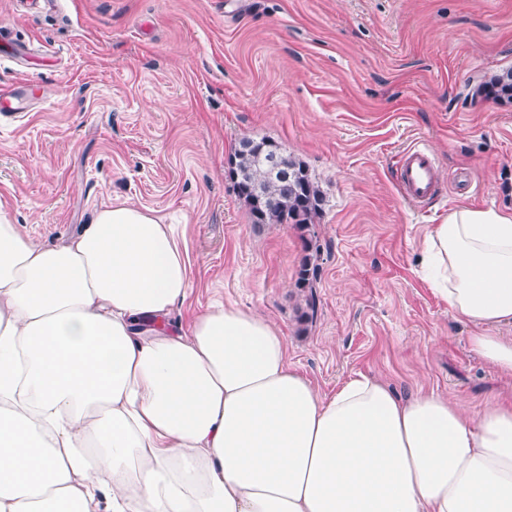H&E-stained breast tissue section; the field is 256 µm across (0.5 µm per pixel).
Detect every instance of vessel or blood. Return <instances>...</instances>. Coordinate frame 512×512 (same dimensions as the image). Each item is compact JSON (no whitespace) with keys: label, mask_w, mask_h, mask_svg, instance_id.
<instances>
[{"label":"vessel or blood","mask_w":512,"mask_h":512,"mask_svg":"<svg viewBox=\"0 0 512 512\" xmlns=\"http://www.w3.org/2000/svg\"><path fill=\"white\" fill-rule=\"evenodd\" d=\"M396 183L402 197L414 207L432 199L438 176L431 151L423 146L404 150L396 163Z\"/></svg>","instance_id":"1"}]
</instances>
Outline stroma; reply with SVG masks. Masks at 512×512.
I'll use <instances>...</instances> for the list:
<instances>
[{
    "mask_svg": "<svg viewBox=\"0 0 512 512\" xmlns=\"http://www.w3.org/2000/svg\"><path fill=\"white\" fill-rule=\"evenodd\" d=\"M512 69V0H0V210L52 244L100 203L185 226L188 322L215 295L271 317L321 392L364 374L467 415L512 400L418 273L424 232L462 203L512 211V103L477 95ZM245 138L300 158L325 195L317 314L286 224L251 223L227 176ZM428 147L440 189L410 207L399 153Z\"/></svg>",
    "mask_w": 512,
    "mask_h": 512,
    "instance_id": "1",
    "label": "stroma"
}]
</instances>
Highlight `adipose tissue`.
Segmentation results:
<instances>
[{"instance_id":"1","label":"adipose tissue","mask_w":512,"mask_h":512,"mask_svg":"<svg viewBox=\"0 0 512 512\" xmlns=\"http://www.w3.org/2000/svg\"><path fill=\"white\" fill-rule=\"evenodd\" d=\"M182 239L128 201L53 245L0 211V512H512V401L470 418L366 375L324 395L268 317L173 323ZM420 271L512 375V213L450 210Z\"/></svg>"}]
</instances>
